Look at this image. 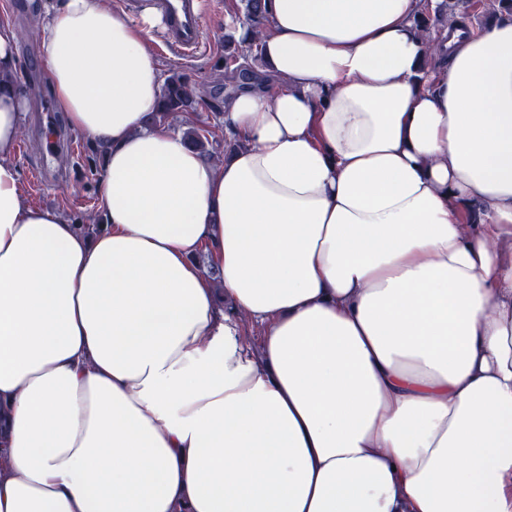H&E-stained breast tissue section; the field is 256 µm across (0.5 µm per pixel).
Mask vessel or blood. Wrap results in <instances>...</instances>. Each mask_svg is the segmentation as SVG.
Returning <instances> with one entry per match:
<instances>
[{"instance_id": "vessel-or-blood-1", "label": "vessel or blood", "mask_w": 512, "mask_h": 512, "mask_svg": "<svg viewBox=\"0 0 512 512\" xmlns=\"http://www.w3.org/2000/svg\"><path fill=\"white\" fill-rule=\"evenodd\" d=\"M165 25L168 46L182 55H197L203 45L202 0H152Z\"/></svg>"}]
</instances>
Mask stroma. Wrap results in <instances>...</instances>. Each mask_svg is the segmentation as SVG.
I'll return each instance as SVG.
<instances>
[{
  "instance_id": "35a3bbf8",
  "label": "stroma",
  "mask_w": 512,
  "mask_h": 512,
  "mask_svg": "<svg viewBox=\"0 0 512 512\" xmlns=\"http://www.w3.org/2000/svg\"><path fill=\"white\" fill-rule=\"evenodd\" d=\"M45 0H0V26L12 29L18 47L17 78L31 100V110L22 123L14 160L32 203L55 208L73 223L84 224L100 217L98 186L100 167L91 159L87 136L72 130L53 102L43 76L40 45L44 38L42 12ZM227 9L207 12L203 21L206 53L194 60L170 47L153 45L163 75L178 72L205 85L208 100L224 102V32L230 25ZM59 148L48 167H41L47 142Z\"/></svg>"
}]
</instances>
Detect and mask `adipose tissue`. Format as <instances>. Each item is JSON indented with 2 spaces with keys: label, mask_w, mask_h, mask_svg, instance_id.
<instances>
[{
  "label": "adipose tissue",
  "mask_w": 512,
  "mask_h": 512,
  "mask_svg": "<svg viewBox=\"0 0 512 512\" xmlns=\"http://www.w3.org/2000/svg\"><path fill=\"white\" fill-rule=\"evenodd\" d=\"M419 9L270 0L214 166L147 122L156 17L58 0L93 235L26 198L0 28V512H512V19L428 71Z\"/></svg>",
  "instance_id": "1"
}]
</instances>
